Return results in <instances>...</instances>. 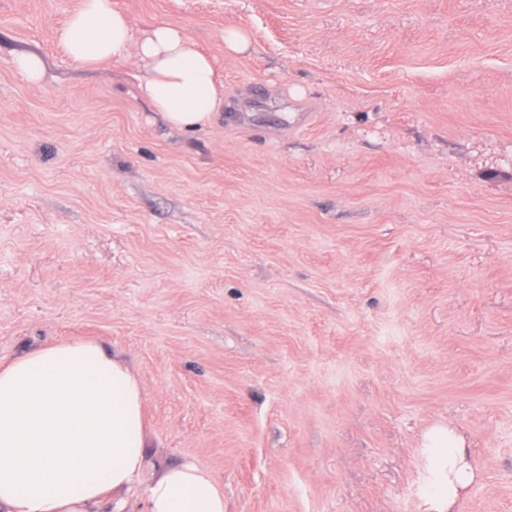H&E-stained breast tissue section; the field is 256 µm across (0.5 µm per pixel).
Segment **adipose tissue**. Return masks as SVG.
Listing matches in <instances>:
<instances>
[{"label":"adipose tissue","mask_w":512,"mask_h":512,"mask_svg":"<svg viewBox=\"0 0 512 512\" xmlns=\"http://www.w3.org/2000/svg\"><path fill=\"white\" fill-rule=\"evenodd\" d=\"M56 38L87 66L134 60L142 95L174 128L207 126L224 103L214 61L179 25L139 34L112 0H80ZM142 404L137 378L94 342L58 341L1 367L0 512H103L116 488L138 490L147 512H224L223 490L192 464L140 485ZM426 441L446 451L456 503L475 479L463 441L442 427Z\"/></svg>","instance_id":"ef3b65f1"}]
</instances>
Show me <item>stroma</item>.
Returning a JSON list of instances; mask_svg holds the SVG:
<instances>
[{
  "instance_id": "stroma-1",
  "label": "stroma",
  "mask_w": 512,
  "mask_h": 512,
  "mask_svg": "<svg viewBox=\"0 0 512 512\" xmlns=\"http://www.w3.org/2000/svg\"><path fill=\"white\" fill-rule=\"evenodd\" d=\"M112 3L224 103L170 128L141 69L58 45L79 0H0V366L98 342L142 384L141 483L198 464L225 512H448L434 427L459 512H512V0ZM15 67L30 81L37 83L44 75V65L40 57L34 54H21L14 60ZM427 448H446L445 466L448 467V512L458 498L475 479L472 465L463 453V441L452 430L442 427L432 428L426 435Z\"/></svg>"
}]
</instances>
